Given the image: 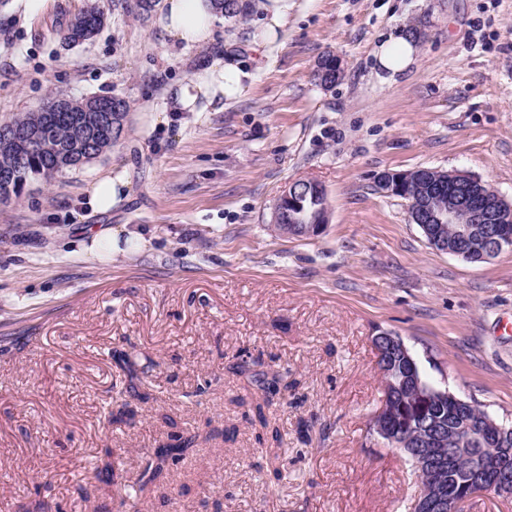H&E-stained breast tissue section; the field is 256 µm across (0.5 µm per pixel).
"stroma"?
Segmentation results:
<instances>
[{"mask_svg":"<svg viewBox=\"0 0 512 512\" xmlns=\"http://www.w3.org/2000/svg\"><path fill=\"white\" fill-rule=\"evenodd\" d=\"M97 1L103 28L69 45L61 30L90 0H0V122L54 91L129 105L108 151L0 200V512H411L410 463L369 432L384 398L373 339L397 334L430 381L512 426V249L482 263L432 249L375 178L456 169L512 202V0H289L261 49L255 8L186 49L133 0ZM409 27L416 62L381 80L377 44ZM329 53L344 72L327 90L314 70ZM218 57L245 67L243 93L155 123L170 87ZM114 167L126 196L89 211ZM298 179L326 190L319 235L273 230ZM116 228L139 235L127 252L81 250ZM243 360L285 389L266 400L234 372ZM118 397L132 423H109ZM258 404L283 438L277 478ZM174 432L192 448L120 506L113 476L135 482Z\"/></svg>","mask_w":512,"mask_h":512,"instance_id":"35a3bbf8","label":"stroma"}]
</instances>
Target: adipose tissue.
<instances>
[{"label":"adipose tissue","instance_id":"1","mask_svg":"<svg viewBox=\"0 0 512 512\" xmlns=\"http://www.w3.org/2000/svg\"><path fill=\"white\" fill-rule=\"evenodd\" d=\"M219 21L212 0H162L157 25L173 43L190 48L210 41ZM417 37L411 33L392 34L376 52L378 64L388 77L405 71L415 60ZM245 72L216 59L203 71L178 83L172 109L199 111L201 103H214L239 96L244 89Z\"/></svg>","mask_w":512,"mask_h":512}]
</instances>
